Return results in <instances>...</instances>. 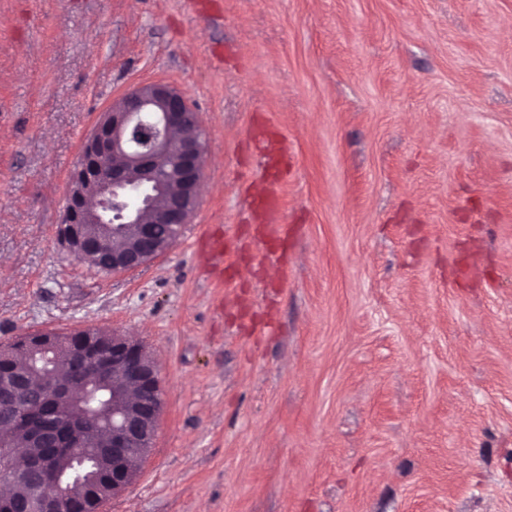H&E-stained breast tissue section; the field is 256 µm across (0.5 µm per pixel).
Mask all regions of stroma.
Wrapping results in <instances>:
<instances>
[{
    "label": "stroma",
    "mask_w": 512,
    "mask_h": 512,
    "mask_svg": "<svg viewBox=\"0 0 512 512\" xmlns=\"http://www.w3.org/2000/svg\"><path fill=\"white\" fill-rule=\"evenodd\" d=\"M153 81L199 205L96 274L71 175ZM85 328L164 402L103 512H512V0H0V342Z\"/></svg>",
    "instance_id": "35a3bbf8"
}]
</instances>
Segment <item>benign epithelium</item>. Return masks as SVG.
<instances>
[{
	"label": "benign epithelium",
	"instance_id": "obj_1",
	"mask_svg": "<svg viewBox=\"0 0 512 512\" xmlns=\"http://www.w3.org/2000/svg\"><path fill=\"white\" fill-rule=\"evenodd\" d=\"M82 155L110 166L104 180L85 174L71 179L67 208L83 212L81 226L63 225L69 253L94 258L112 273L140 267L166 253L190 223L200 198L205 141L198 113L183 92L165 82H148L112 103L82 146ZM175 228L172 239H152L145 216ZM129 224L141 244L117 252L112 240ZM28 357L16 364V353ZM95 371L93 382L106 398L101 414L112 430L100 448L88 447L86 391L77 369ZM44 375L42 392L52 413L31 423L18 412L17 397L33 389L32 372ZM0 487L27 492L25 512H100L128 488L149 455L163 398L155 358L138 340L105 330L68 336L39 332L0 347ZM28 442L23 465L15 461L13 435Z\"/></svg>",
	"mask_w": 512,
	"mask_h": 512
}]
</instances>
